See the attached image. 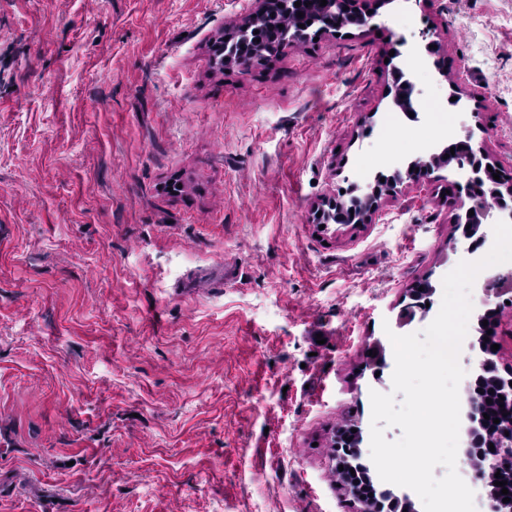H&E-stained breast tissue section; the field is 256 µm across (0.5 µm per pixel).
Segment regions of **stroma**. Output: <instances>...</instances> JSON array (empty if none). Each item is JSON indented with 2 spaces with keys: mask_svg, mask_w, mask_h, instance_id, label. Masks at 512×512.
<instances>
[{
  "mask_svg": "<svg viewBox=\"0 0 512 512\" xmlns=\"http://www.w3.org/2000/svg\"><path fill=\"white\" fill-rule=\"evenodd\" d=\"M355 2L366 25L226 69L256 0H0V512H358L332 439L369 452L385 330L440 309L460 176L363 224L312 208L455 135L512 176V0ZM397 67L443 111L384 136ZM471 299L463 394L485 311L512 369V290Z\"/></svg>",
  "mask_w": 512,
  "mask_h": 512,
  "instance_id": "1",
  "label": "stroma"
}]
</instances>
